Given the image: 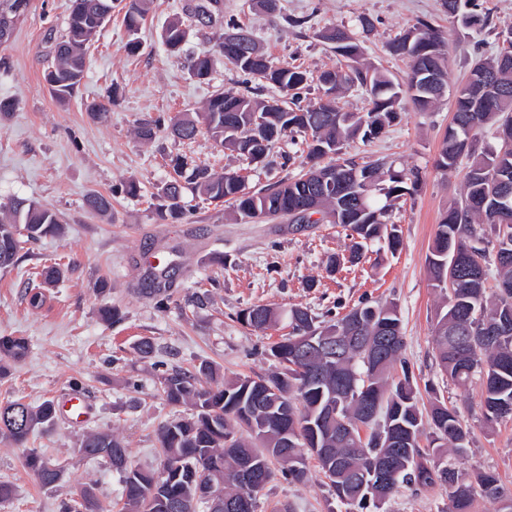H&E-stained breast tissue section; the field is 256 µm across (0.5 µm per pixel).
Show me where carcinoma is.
I'll return each instance as SVG.
<instances>
[{
	"label": "carcinoma",
	"mask_w": 512,
	"mask_h": 512,
	"mask_svg": "<svg viewBox=\"0 0 512 512\" xmlns=\"http://www.w3.org/2000/svg\"><path fill=\"white\" fill-rule=\"evenodd\" d=\"M114 0H70L66 34L55 46L52 62L55 77L46 81L52 97L64 104L79 91L85 74L90 42L112 18ZM150 0H125L124 20L132 39L131 50L139 48L135 38L146 20ZM218 0H188L184 16L170 21L163 41L172 52L180 51L194 23L212 22ZM450 15H466L478 27L489 16L480 0H442ZM374 31V21L358 19L356 28L344 24L324 27L318 37L331 45L345 60V67L325 69L316 75L275 63L259 46L252 33L228 19L213 45L187 58L190 75L209 78L213 54L224 58L242 76V89L219 91L208 100L200 120L224 150L262 163L275 142L288 133L306 137L307 152L298 174L259 191L250 190L235 171L214 173L205 166H188L178 159L173 175L160 190L158 219L181 222L186 215L184 190L211 202H224L243 218L264 216L286 219L290 224H337L347 231L348 253L332 256L327 271L344 264L357 265L365 248L385 242L390 251L401 244L397 226L386 220L392 202L416 190L419 172L396 169L384 158L359 164L341 156L343 145L356 138L369 141L381 136L409 103L419 111L433 108L442 98L440 90H426L417 79L430 66L440 78L448 73V39L430 21L419 19L387 44L388 52L407 63L405 81L394 79L383 69L363 59L362 43ZM512 24L497 32L495 53L479 56L464 84L453 93L454 117L438 149L435 167L463 173V194L441 215L427 256L433 287L444 292L446 304L436 314L433 356L441 372L453 383L465 386L475 374L482 375L481 409L490 427L512 420V62H501L502 43ZM484 89L474 96V78ZM316 87L317 96L302 104L303 95ZM359 87L368 96L364 113L345 112L338 105L341 93ZM167 130L182 140L199 132L197 121L174 117L140 124L138 134L151 139ZM492 134L496 144L485 142ZM337 166L345 175L342 194L320 199L322 219H311L298 211L300 198L313 192L308 178L312 169ZM87 206L94 213L112 208L109 197L92 193ZM62 233L55 213L25 199H15L0 217V268L16 263L25 246ZM494 239V254L484 246ZM469 254L458 282L448 288V260L454 251ZM496 268V291L489 295L486 281L489 264ZM261 311L258 319L252 312ZM287 317L292 332L272 343L265 354L279 369L263 376H237L218 383L212 365L203 362L192 370L171 369L159 378L161 396L170 404L191 405L194 413L164 423L158 430L162 460L180 459L183 469L162 476L161 469L131 466L129 449L118 437L96 433L85 437L79 452L86 457H105L122 474L126 512H230L226 507L211 509L203 485L212 482L224 488V498L237 502L251 500L249 512H256V497L280 472L290 481L307 480V461L314 459L330 481L336 499L347 512H380L403 487L440 486L448 491V512L457 501L466 512H476L479 499L496 501L506 494L498 478L478 471L466 478L447 463L435 460L448 451L461 454L470 444V429L458 409L435 400L419 407L416 377L403 357L404 336L400 310L392 301L363 298L345 314L328 320L303 307L287 313L268 305H253L240 313V320L255 330L266 331ZM333 330L339 336L355 333L372 342L379 336L395 341L391 351L364 359L352 347L328 367L317 361L292 355V339L310 331ZM28 344L22 337L0 336V359H22ZM355 385L359 395L370 398L374 418L363 417L364 404L347 396L346 387ZM57 418L56 404L45 400L36 407L21 401L0 404V436L15 445L26 446L37 432H47ZM429 445L420 446L425 434ZM315 448H327L322 457ZM392 458V472L386 483L372 494L362 489L360 476L373 463ZM257 464L260 483L253 488L237 480L236 467L244 460ZM45 457L29 448L25 465L43 486H52L62 472L50 473ZM85 512H112L93 489L82 491ZM179 504L177 510L170 503Z\"/></svg>",
	"instance_id": "obj_1"
}]
</instances>
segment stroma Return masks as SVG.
I'll use <instances>...</instances> for the list:
<instances>
[{"label":"stroma","instance_id":"35a3bbf8","mask_svg":"<svg viewBox=\"0 0 512 512\" xmlns=\"http://www.w3.org/2000/svg\"><path fill=\"white\" fill-rule=\"evenodd\" d=\"M185 0H153L138 40L129 53L124 12L112 20L86 57L85 77L70 102L54 100L43 79L53 61V47L66 29L69 0H32L10 43L0 48V100H14L13 111L0 114V206L24 198L55 212L63 226L57 237L30 244L27 254L0 270V336L27 340V355L0 368V402L19 400L36 406L84 396L90 406L85 421L57 419L47 433L34 434L27 447L0 437V480L14 487L0 512H59L62 501L93 488L98 498L122 508L118 472L103 458L79 453L81 439L109 432L123 440L130 462L158 466L159 427L186 414L168 404L158 377L172 368L190 369L209 362L218 377L262 375L273 368L264 354L287 335L286 324L259 332L243 325L238 313L253 305L281 310L299 305L316 315L344 314L362 296L399 306L411 362L423 401L444 399L456 406L472 428L465 455L448 454V464L462 475L481 470L497 474L512 491V420L494 426L482 421L480 379L454 385L433 358L432 335L442 303L427 273V256L441 213L463 192L460 172L438 171L435 159L452 121L453 102L434 110L407 108L377 139L354 140L344 153L355 159L384 157L397 168L419 170L416 192L396 201L387 220L398 227L401 246L389 252L372 244L358 266L328 277L329 255L343 253L350 241L335 224L254 222L236 217L228 204L193 200L178 224L158 220L157 193L168 180L171 162L187 158L215 172L239 171L257 189L295 175L305 148L301 136H283L269 163L255 164L217 147L207 132L184 141L159 132L140 140L141 122L202 112L220 90L238 79L223 58H216L206 81L192 78L184 53L164 46L161 34L180 16ZM270 16L250 0H221L211 25L189 30L186 51L212 48L228 18H235L260 40L278 63L315 74L340 66L341 59L317 37L330 23L356 26L359 17L374 19L376 31L363 44L367 61L403 78L405 61L391 56L390 39L416 19L431 20L449 40L448 84L467 78L476 52L494 53L497 33L512 23V0H485L489 25L465 27L448 15L441 0H280ZM306 17V27L288 23ZM107 103L108 117L89 115L92 103ZM295 163L280 167L281 155ZM140 186L138 196L123 193L127 179ZM93 192L111 196L112 211L101 217L85 207ZM57 265L58 279L43 283V266ZM40 291L41 302L29 297ZM117 308L119 318L103 323L98 310ZM151 340L155 352L141 357L136 344ZM35 448L63 471L51 487L41 486L25 466L26 448ZM310 480L295 484L275 478L257 497V512L275 503H292L297 512H345L316 462ZM385 512H448V495L438 487L401 489Z\"/></svg>","mask_w":512,"mask_h":512}]
</instances>
